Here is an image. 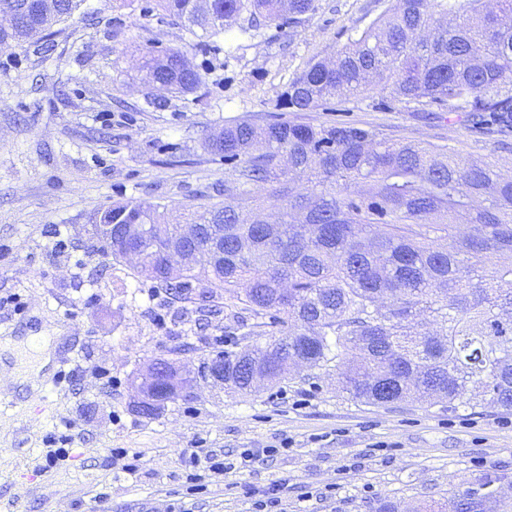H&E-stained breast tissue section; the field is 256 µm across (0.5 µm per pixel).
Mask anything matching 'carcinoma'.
Listing matches in <instances>:
<instances>
[{
	"instance_id": "obj_1",
	"label": "carcinoma",
	"mask_w": 512,
	"mask_h": 512,
	"mask_svg": "<svg viewBox=\"0 0 512 512\" xmlns=\"http://www.w3.org/2000/svg\"><path fill=\"white\" fill-rule=\"evenodd\" d=\"M82 0H0L11 24L0 43L43 39ZM178 18L202 53L249 14L255 24L292 26L315 0H154ZM143 83L195 90L199 69L169 48L143 57ZM377 90L381 103L471 112L476 124L512 132V0H397V8L351 39L333 60L307 65L277 106L293 112ZM211 148L224 157V205H200L188 223L212 260L174 270L181 225L159 204L117 202L100 212L93 238L123 258L129 224H157L141 238L134 275L167 305L182 289L228 295L277 328L266 341L244 334L224 347V386L252 391L293 365L336 371L355 400L406 399L512 410V174L419 144H390L354 125L248 122L224 127ZM296 180L306 191L291 187ZM275 183L265 224L250 187ZM445 238L449 248L429 241Z\"/></svg>"
}]
</instances>
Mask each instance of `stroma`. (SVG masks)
I'll use <instances>...</instances> for the list:
<instances>
[{
  "label": "stroma",
  "instance_id": "1",
  "mask_svg": "<svg viewBox=\"0 0 512 512\" xmlns=\"http://www.w3.org/2000/svg\"><path fill=\"white\" fill-rule=\"evenodd\" d=\"M142 0H82L50 45L0 44V512H438L453 495L512 512V412L456 401L375 407L335 375L293 373L249 396L190 383L155 418L135 409V378L158 359L197 368L206 337L270 336L245 315L198 321L148 296L123 260L92 249L113 203L166 205L170 222L224 201L211 133L239 122L352 124L394 143L444 147L497 170L512 135L473 132L465 112L379 106V94L292 112L276 100L308 64L333 57L396 0H316L293 27L240 17L219 55L193 51L181 21ZM184 47L202 70L192 93L138 84L149 50ZM126 456H119V449ZM217 453L190 488L183 454Z\"/></svg>",
  "mask_w": 512,
  "mask_h": 512
}]
</instances>
